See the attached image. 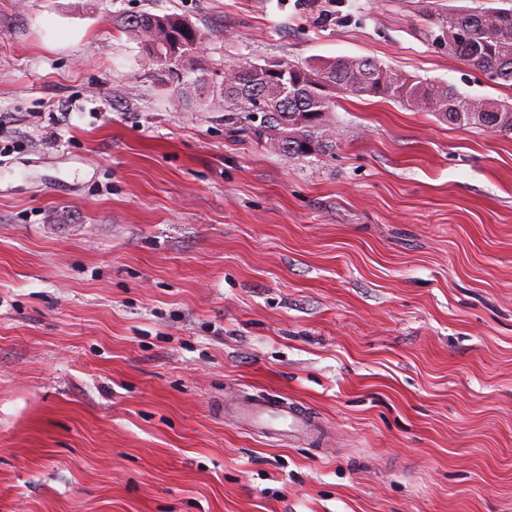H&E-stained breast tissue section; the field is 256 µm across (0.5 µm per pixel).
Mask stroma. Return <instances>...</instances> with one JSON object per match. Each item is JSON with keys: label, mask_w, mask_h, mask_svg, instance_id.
Instances as JSON below:
<instances>
[{"label": "stroma", "mask_w": 512, "mask_h": 512, "mask_svg": "<svg viewBox=\"0 0 512 512\" xmlns=\"http://www.w3.org/2000/svg\"><path fill=\"white\" fill-rule=\"evenodd\" d=\"M501 4L0 0V512H512V134L340 93L288 157L211 94L358 57L506 100L437 29ZM257 392L326 442L225 417ZM121 29L155 62L183 64L186 61L196 65L200 57L201 34L177 14L130 16L121 21Z\"/></svg>", "instance_id": "35a3bbf8"}]
</instances>
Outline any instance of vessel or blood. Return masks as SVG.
Wrapping results in <instances>:
<instances>
[{
	"label": "vessel or blood",
	"mask_w": 512,
	"mask_h": 512,
	"mask_svg": "<svg viewBox=\"0 0 512 512\" xmlns=\"http://www.w3.org/2000/svg\"><path fill=\"white\" fill-rule=\"evenodd\" d=\"M226 414L253 433L279 441H317L324 435L320 420L308 415L299 405L273 395L236 402L227 408Z\"/></svg>",
	"instance_id": "obj_1"
}]
</instances>
